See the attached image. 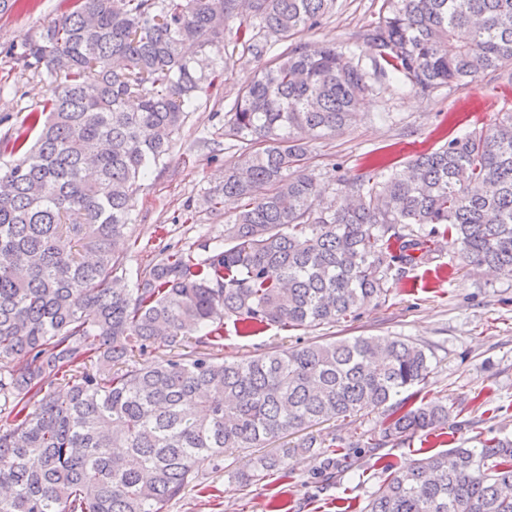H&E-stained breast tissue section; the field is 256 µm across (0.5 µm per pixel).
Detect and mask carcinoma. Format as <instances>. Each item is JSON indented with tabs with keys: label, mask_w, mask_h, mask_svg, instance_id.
Returning <instances> with one entry per match:
<instances>
[{
	"label": "carcinoma",
	"mask_w": 512,
	"mask_h": 512,
	"mask_svg": "<svg viewBox=\"0 0 512 512\" xmlns=\"http://www.w3.org/2000/svg\"><path fill=\"white\" fill-rule=\"evenodd\" d=\"M336 0H75L6 54L57 80L5 145L0 171V512H166L235 448L303 432L322 470L362 448L448 425L439 401L391 400L430 356L401 336H355L228 362L206 351L224 320L250 328L339 323L377 305L392 272L426 260L444 224L467 265L512 276V113L448 137L403 170L339 179L321 204L308 143L351 121L370 80L334 47L273 48ZM247 15L264 62L224 113L242 143L203 199L241 205L204 257L167 248L120 288L138 183L163 162L207 79L208 49ZM381 76L422 93L484 74L512 85V0H383L361 34ZM139 98L135 110L126 107ZM160 343L172 354L140 367ZM26 360L14 362V356ZM387 407L379 435L325 443L309 429ZM257 459L253 478L279 470ZM365 512H512V438L450 448L391 473Z\"/></svg>",
	"instance_id": "carcinoma-1"
}]
</instances>
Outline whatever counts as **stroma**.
I'll return each mask as SVG.
<instances>
[{"label":"stroma","mask_w":512,"mask_h":512,"mask_svg":"<svg viewBox=\"0 0 512 512\" xmlns=\"http://www.w3.org/2000/svg\"><path fill=\"white\" fill-rule=\"evenodd\" d=\"M73 3L19 0L14 9L0 14V136L20 128L28 113L41 110L56 88L49 76L20 75L4 47L68 14ZM381 4L336 0L320 25L295 35L293 41L336 46L355 53L363 68L371 69L372 53L356 36L377 19ZM238 27V21L229 22L223 43L212 48L213 81L198 92L165 166L143 180L134 195L130 234L137 245L126 255L129 274L148 268L168 246L193 248L201 236L223 234L225 222L240 206L228 199L220 212L212 213L203 204L204 195L222 183L225 165L238 158L234 140L224 136V114L258 68L241 45ZM505 107L512 108V86L489 75L463 90L443 87L430 94L374 81L352 123L310 145V165L324 190V202L342 198L333 166L353 175L372 171L379 158L405 163L442 146L448 134L493 124ZM189 206L194 218L187 222L183 213ZM353 336H403L432 352L427 379L400 399L410 404L442 401L449 412L447 428L363 449L348 472L320 475L319 458L299 454L288 457L283 470L250 481L257 456L293 445L297 437L292 434L261 450L227 455L219 466H203L198 482L171 502L167 512H363L388 470L405 469L450 448H475L484 439L512 435V277L470 270L445 243L431 260L391 280L385 299L357 317L333 326L285 330L272 325L248 335L229 321L218 354L228 362L241 361L266 351ZM381 421L380 411H364L325 421L313 432L326 441L336 436L353 442L363 432L377 430Z\"/></svg>","instance_id":"35a3bbf8"}]
</instances>
